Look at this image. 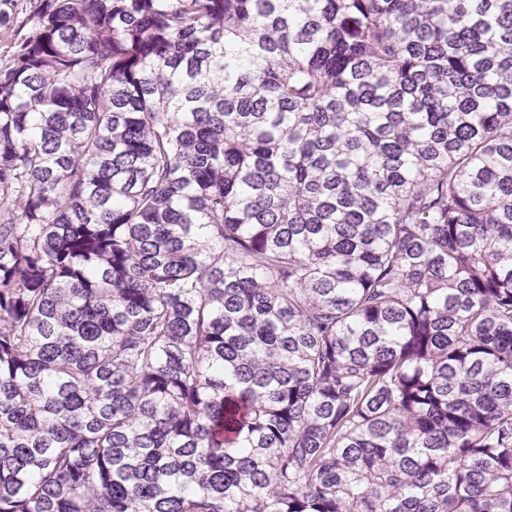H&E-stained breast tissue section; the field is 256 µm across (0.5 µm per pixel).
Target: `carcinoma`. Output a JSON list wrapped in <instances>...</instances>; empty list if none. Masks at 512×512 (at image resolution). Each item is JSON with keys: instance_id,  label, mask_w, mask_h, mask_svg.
<instances>
[{"instance_id": "cac0c4a2", "label": "carcinoma", "mask_w": 512, "mask_h": 512, "mask_svg": "<svg viewBox=\"0 0 512 512\" xmlns=\"http://www.w3.org/2000/svg\"><path fill=\"white\" fill-rule=\"evenodd\" d=\"M30 23L0 512H512V0Z\"/></svg>"}]
</instances>
